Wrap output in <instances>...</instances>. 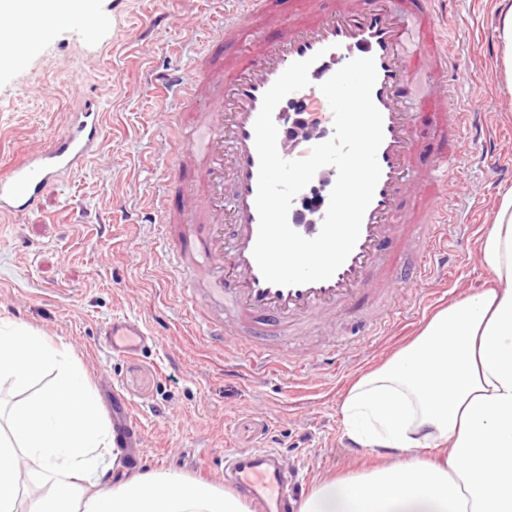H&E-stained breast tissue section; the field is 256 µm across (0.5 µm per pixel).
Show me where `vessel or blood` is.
Here are the masks:
<instances>
[{"label": "vessel or blood", "mask_w": 512, "mask_h": 512, "mask_svg": "<svg viewBox=\"0 0 512 512\" xmlns=\"http://www.w3.org/2000/svg\"><path fill=\"white\" fill-rule=\"evenodd\" d=\"M242 2L225 11L215 33L232 45L231 53L156 77L171 88L173 98L198 106L170 110L166 120L167 127L190 133L172 159L178 208L169 218L150 204L142 220L164 229L179 225L173 237L176 264L203 273L213 297L224 304L223 319L206 320L208 335L239 347L251 366L283 368L286 360L266 353L259 337L325 322L336 310L361 307L372 297L395 299L404 284H429L436 268L448 262V227L458 221L460 203L449 190L462 181L461 142L467 138L477 144L486 162L496 145L482 113L440 91L443 80L453 76L454 56L434 0H374L366 10L356 0H295L285 15L269 10L270 0ZM361 57L375 60L372 99L382 115L383 141L377 152L381 175L360 237L330 279L269 283L253 257L259 229L254 123L263 96L292 63L311 60L315 86L288 94L273 113L280 155L305 157L333 134V115L320 83L336 65ZM288 108L305 117L306 134L285 126ZM103 129L97 102L84 98L69 114L67 135L0 169V216L35 210L48 186L99 153ZM314 179L322 193L313 199L298 193L288 213L291 228L307 238L321 230L337 171L323 167ZM404 256L410 264L402 282L395 270ZM99 336L101 349L122 354L141 347L149 331L139 320L122 316L103 323ZM140 435L138 421L123 409L117 446ZM231 482L259 512H293L288 477L272 450L235 453Z\"/></svg>", "instance_id": "1"}]
</instances>
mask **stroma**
<instances>
[{
	"label": "stroma",
	"instance_id": "35a3bbf8",
	"mask_svg": "<svg viewBox=\"0 0 512 512\" xmlns=\"http://www.w3.org/2000/svg\"><path fill=\"white\" fill-rule=\"evenodd\" d=\"M497 0H455L457 93L486 115L497 144L491 163L463 141L459 194L472 224L451 229L456 261L445 282L425 286L420 303L397 296L386 335L362 336L364 310H342L334 324L267 337V349L297 362L293 373H257L232 349L210 340L202 321L222 316L209 299L191 302L188 280L171 264L152 227L130 214L169 192L170 134L153 86L156 73L188 69L214 52L209 37L222 15L212 0H94L98 38L81 23L56 25L21 60L0 63V167L67 133L79 92L94 91L104 111L98 156L44 192L38 209L0 218V318L49 336L83 367L112 419L122 395L144 430L142 448L122 451L132 474L148 469L227 487L224 458L274 450L297 473L298 498L324 477L370 467L369 449L346 448L339 412L350 381L415 336L434 309L485 286L478 247L502 189L512 187V96L498 63ZM145 324L144 351L113 355L99 346L112 316Z\"/></svg>",
	"mask_w": 512,
	"mask_h": 512
}]
</instances>
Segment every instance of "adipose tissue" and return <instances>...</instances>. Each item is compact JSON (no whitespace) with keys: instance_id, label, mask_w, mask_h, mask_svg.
Segmentation results:
<instances>
[{"instance_id":"1","label":"adipose tissue","mask_w":512,"mask_h":512,"mask_svg":"<svg viewBox=\"0 0 512 512\" xmlns=\"http://www.w3.org/2000/svg\"><path fill=\"white\" fill-rule=\"evenodd\" d=\"M18 18L88 16V0H0ZM479 253L488 287L436 311L406 346L359 376L340 407L350 445L376 465L321 479L299 512H512V187L499 195ZM55 385L0 431V512H251L240 494L154 471L100 487L120 456L83 370L33 328L0 318V380ZM42 494L21 504L20 463Z\"/></svg>"}]
</instances>
